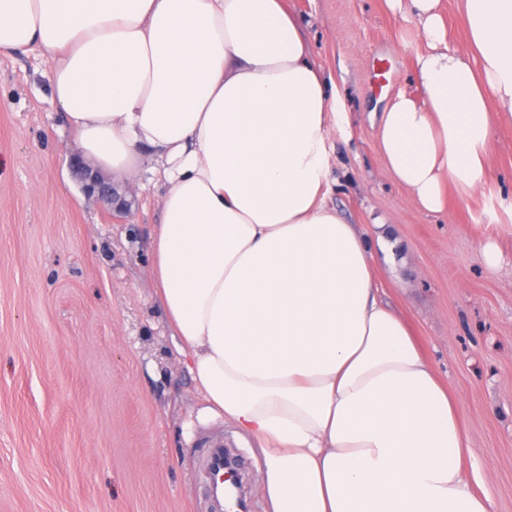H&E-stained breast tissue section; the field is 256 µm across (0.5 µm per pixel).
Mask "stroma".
Masks as SVG:
<instances>
[{
  "label": "stroma",
  "mask_w": 512,
  "mask_h": 512,
  "mask_svg": "<svg viewBox=\"0 0 512 512\" xmlns=\"http://www.w3.org/2000/svg\"><path fill=\"white\" fill-rule=\"evenodd\" d=\"M336 110L328 202L386 224L379 285L458 396L465 467L512 512V120L494 125L482 186L418 209L390 174L376 116L416 90L421 32L385 0H291ZM392 78L373 82L375 59ZM39 52L0 56V512H208L200 450L229 441L249 512L262 456L206 412L149 271L154 189L122 224L89 203Z\"/></svg>",
  "instance_id": "35a3bbf8"
}]
</instances>
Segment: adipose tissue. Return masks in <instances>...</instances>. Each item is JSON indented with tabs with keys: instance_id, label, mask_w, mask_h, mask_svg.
I'll return each mask as SVG.
<instances>
[{
	"instance_id": "1",
	"label": "adipose tissue",
	"mask_w": 512,
	"mask_h": 512,
	"mask_svg": "<svg viewBox=\"0 0 512 512\" xmlns=\"http://www.w3.org/2000/svg\"><path fill=\"white\" fill-rule=\"evenodd\" d=\"M385 2L426 48L380 150L440 213L512 117V0H460L463 45L442 0ZM35 48L82 157L164 186L157 298L207 411L255 441L265 512H492L457 399L379 294L385 227L327 201L334 104L288 0H0V55ZM443 10L449 43L455 45L464 44L468 39V29L463 14L458 8L457 0H444Z\"/></svg>"
}]
</instances>
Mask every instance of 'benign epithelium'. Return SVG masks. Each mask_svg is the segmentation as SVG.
Here are the masks:
<instances>
[{"label":"benign epithelium","instance_id":"obj_1","mask_svg":"<svg viewBox=\"0 0 512 512\" xmlns=\"http://www.w3.org/2000/svg\"><path fill=\"white\" fill-rule=\"evenodd\" d=\"M69 167L77 178L83 195L112 220L121 222L138 209L140 200L133 189L122 188L100 176L77 156L70 158Z\"/></svg>","mask_w":512,"mask_h":512}]
</instances>
